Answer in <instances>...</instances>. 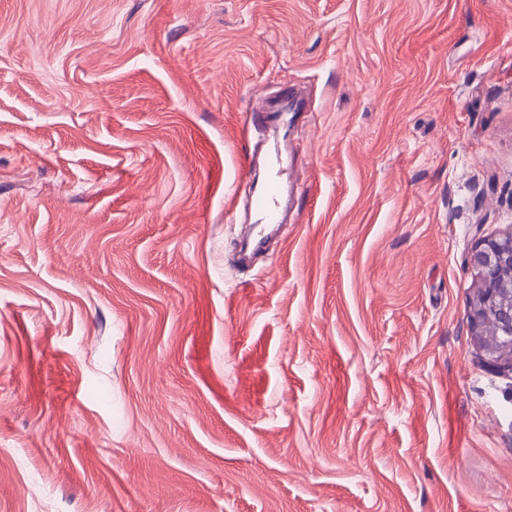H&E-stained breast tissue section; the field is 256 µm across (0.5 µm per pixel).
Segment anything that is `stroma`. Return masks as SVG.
<instances>
[{
    "label": "stroma",
    "instance_id": "obj_1",
    "mask_svg": "<svg viewBox=\"0 0 512 512\" xmlns=\"http://www.w3.org/2000/svg\"><path fill=\"white\" fill-rule=\"evenodd\" d=\"M510 229L512 0H0V512H512ZM283 173L274 168L268 180L253 200V208L260 216L261 224H280V199L283 191ZM476 276L474 296L466 318L475 344L483 352L487 368L512 371V281H505L504 272L512 271V231L481 239L472 249L468 260ZM490 304L492 307H490ZM491 308V309H490ZM495 321L484 325L490 315Z\"/></svg>",
    "mask_w": 512,
    "mask_h": 512
}]
</instances>
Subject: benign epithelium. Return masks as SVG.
<instances>
[{"instance_id": "7a95c632", "label": "benign epithelium", "mask_w": 512, "mask_h": 512, "mask_svg": "<svg viewBox=\"0 0 512 512\" xmlns=\"http://www.w3.org/2000/svg\"><path fill=\"white\" fill-rule=\"evenodd\" d=\"M468 263L476 276L466 313L471 336L486 367L512 371V281L504 279V272L512 271V231L481 239L471 249ZM491 316L500 327L492 339L484 329Z\"/></svg>"}]
</instances>
